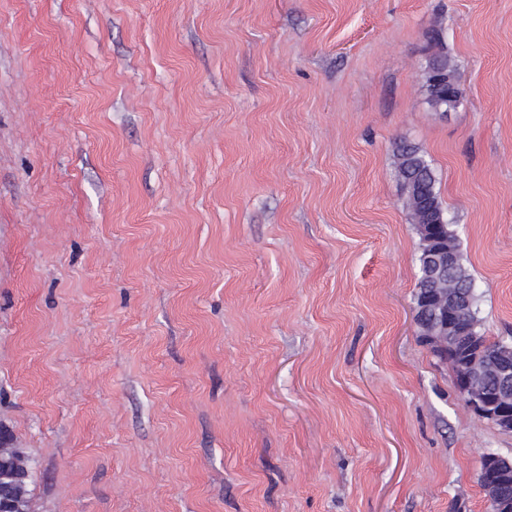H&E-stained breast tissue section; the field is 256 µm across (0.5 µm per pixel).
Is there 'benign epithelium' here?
<instances>
[{
  "label": "benign epithelium",
  "instance_id": "benign-epithelium-1",
  "mask_svg": "<svg viewBox=\"0 0 512 512\" xmlns=\"http://www.w3.org/2000/svg\"><path fill=\"white\" fill-rule=\"evenodd\" d=\"M436 240H426L431 269L442 274L448 271V251L434 248ZM416 317L432 315L429 338L436 345L448 349L452 356L466 350L469 337L458 332L455 323L462 315L459 300L448 295L424 298L416 303ZM457 392L478 417L488 421L503 432H512V368L499 372L495 387H483L484 367L472 361L453 370ZM480 483L487 496L490 512H512V495L502 494L501 485L512 480V459L494 451L480 457Z\"/></svg>",
  "mask_w": 512,
  "mask_h": 512
}]
</instances>
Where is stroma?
Masks as SVG:
<instances>
[{"label":"stroma","mask_w":512,"mask_h":512,"mask_svg":"<svg viewBox=\"0 0 512 512\" xmlns=\"http://www.w3.org/2000/svg\"><path fill=\"white\" fill-rule=\"evenodd\" d=\"M404 140L512 336V0H0V436L31 512H488L512 433L420 335ZM433 63L440 80L432 84L431 80L433 77L428 76L426 84L427 100L431 108L436 112L439 110L446 112L448 108L454 107L457 103L451 97L452 91L449 82V80L454 77L453 72L448 65L447 58L434 57ZM478 477L486 492L489 510L512 512V495L501 492L503 483L507 484L508 479L512 482V459L494 451H485L480 457Z\"/></svg>","instance_id":"1"}]
</instances>
